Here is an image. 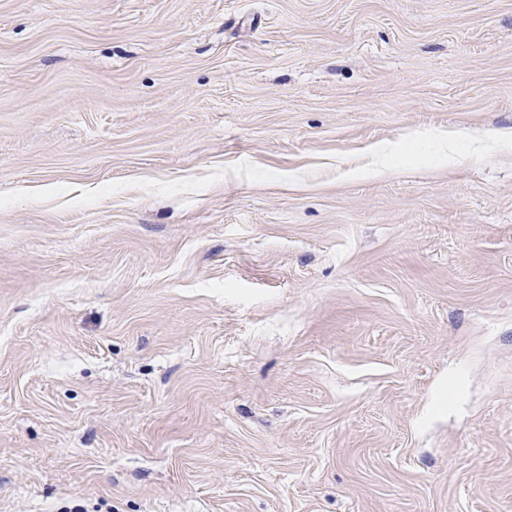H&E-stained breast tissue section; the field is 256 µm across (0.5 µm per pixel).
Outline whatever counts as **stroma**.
Wrapping results in <instances>:
<instances>
[{"label": "stroma", "instance_id": "1", "mask_svg": "<svg viewBox=\"0 0 512 512\" xmlns=\"http://www.w3.org/2000/svg\"><path fill=\"white\" fill-rule=\"evenodd\" d=\"M77 505L512 512V0H0V512Z\"/></svg>", "mask_w": 512, "mask_h": 512}]
</instances>
